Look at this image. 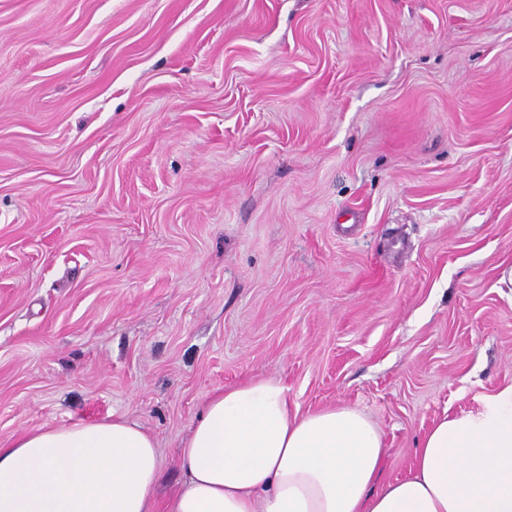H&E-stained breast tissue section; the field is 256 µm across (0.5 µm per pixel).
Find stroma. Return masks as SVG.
I'll list each match as a JSON object with an SVG mask.
<instances>
[{
	"label": "stroma",
	"mask_w": 512,
	"mask_h": 512,
	"mask_svg": "<svg viewBox=\"0 0 512 512\" xmlns=\"http://www.w3.org/2000/svg\"><path fill=\"white\" fill-rule=\"evenodd\" d=\"M512 0H0V439L349 404L403 476L512 383Z\"/></svg>",
	"instance_id": "1"
}]
</instances>
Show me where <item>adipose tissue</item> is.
I'll list each match as a JSON object with an SVG mask.
<instances>
[{"instance_id":"1","label":"adipose tissue","mask_w":512,"mask_h":512,"mask_svg":"<svg viewBox=\"0 0 512 512\" xmlns=\"http://www.w3.org/2000/svg\"><path fill=\"white\" fill-rule=\"evenodd\" d=\"M385 456L356 407L304 413L281 380L250 378L207 400L166 502L153 437L116 417L0 440V512H512V384L435 421L380 486Z\"/></svg>"}]
</instances>
